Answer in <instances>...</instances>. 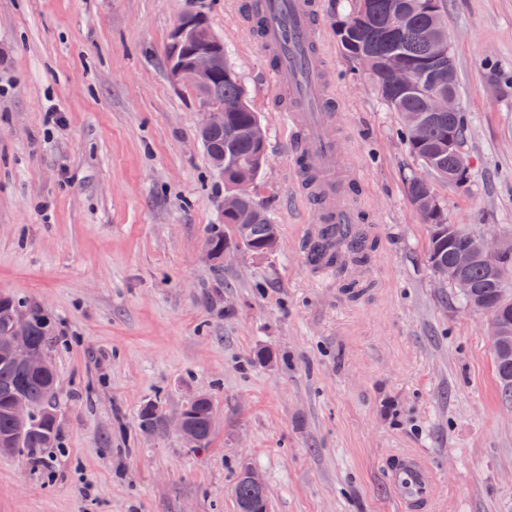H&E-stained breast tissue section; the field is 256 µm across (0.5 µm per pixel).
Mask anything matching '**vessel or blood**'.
<instances>
[{
    "label": "vessel or blood",
    "mask_w": 512,
    "mask_h": 512,
    "mask_svg": "<svg viewBox=\"0 0 512 512\" xmlns=\"http://www.w3.org/2000/svg\"><path fill=\"white\" fill-rule=\"evenodd\" d=\"M249 10L260 20L259 36L271 52L270 73L288 93L286 116L294 138L293 171L302 201L316 207L321 226L348 229V210L336 192L349 175L339 164L334 105L317 54L321 25L317 0H251ZM387 484L404 512H423L436 489L434 470L414 453L394 455Z\"/></svg>",
    "instance_id": "obj_1"
}]
</instances>
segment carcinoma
<instances>
[{
    "label": "carcinoma",
    "mask_w": 512,
    "mask_h": 512,
    "mask_svg": "<svg viewBox=\"0 0 512 512\" xmlns=\"http://www.w3.org/2000/svg\"><path fill=\"white\" fill-rule=\"evenodd\" d=\"M336 37L342 50L354 60H365L370 77L385 103L400 115L402 135L410 153L441 179L448 180V171L467 166L462 152L448 151V129L457 130L464 139V113L451 112L441 116L427 111L432 94L448 93V76L426 83L428 71L434 65L436 51L448 48V27L441 0H348L347 12L336 18ZM212 49L223 60L222 68L201 86H193L201 99L224 107V125L200 135L203 148L217 170L224 171V193L242 185L250 186L267 162L266 141L263 140L258 112L248 103L242 78L231 65L224 41L206 25L198 28L197 38L187 51ZM394 67L409 73L413 83L398 86L388 82ZM421 122L414 132L408 118ZM410 202L422 222L429 228L426 262L443 282L454 269V253L458 249L475 247L478 232L462 224L448 223L443 206L435 203L433 184L419 183L408 177ZM279 245L278 225L253 195L244 196L237 208L224 213V227L209 233L207 248L216 263L224 252L243 250L254 257H264ZM336 252L331 263L340 268L350 260L363 264L369 259L367 239L354 236L331 243L322 235L309 246L307 260L313 262L331 248ZM469 288L462 297L465 306L474 309L497 308L501 319H512V258L489 260L479 258L464 272ZM28 321L26 347L36 354H47L53 335L50 321L40 307L13 296H0V448L8 454H21L35 460L45 450L58 447V403L53 397L57 388L56 371L44 372L26 368L14 362L8 354L15 318ZM493 363L499 386L505 397H512V335L492 347ZM17 400L27 401L34 409V418L19 423L12 413ZM187 427L197 450L207 448L212 434L210 419L214 403L209 395L195 397L187 404ZM142 432L155 436L167 433L163 412L153 402L146 403L139 414ZM236 504L248 503L258 512H266V500L240 472L235 487Z\"/></svg>",
    "instance_id": "obj_1"
}]
</instances>
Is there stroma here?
<instances>
[{"instance_id":"1","label":"stroma","mask_w":512,"mask_h":512,"mask_svg":"<svg viewBox=\"0 0 512 512\" xmlns=\"http://www.w3.org/2000/svg\"><path fill=\"white\" fill-rule=\"evenodd\" d=\"M322 64L346 164L344 200L375 243L369 266L306 260L316 212L294 195V148L271 62L244 0H0V295L54 323L59 448L0 454V512H237L241 467L268 512H399L389 455L436 468L433 512H512V399L486 316L425 260L428 228L406 178L421 170L390 111L336 38L345 0H319ZM224 41L267 134L251 192L276 252L206 255L224 177L198 137L194 90L164 65L187 8ZM467 182L434 179L453 224L512 239V0H445ZM62 116L46 127L48 110ZM280 362L258 359L261 351ZM210 394L208 447L139 429Z\"/></svg>"}]
</instances>
